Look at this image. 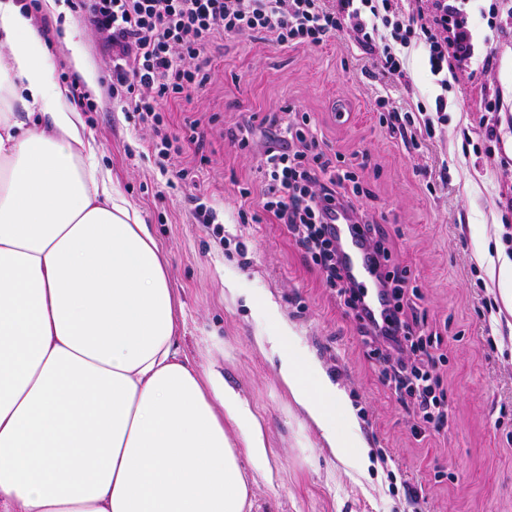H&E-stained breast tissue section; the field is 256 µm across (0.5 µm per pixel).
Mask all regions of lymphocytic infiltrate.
<instances>
[{"mask_svg": "<svg viewBox=\"0 0 512 512\" xmlns=\"http://www.w3.org/2000/svg\"><path fill=\"white\" fill-rule=\"evenodd\" d=\"M102 38L112 65L100 79L110 98L139 123L160 132L153 149L170 178L187 181L189 172L171 162L173 141L162 132L161 111L208 79L210 48L216 37L257 35L282 46L321 47L340 32L352 30L355 44L370 56L374 75L405 77L410 46L426 52L433 76L461 71L477 75L496 59L476 41L469 21L472 0H429L426 11H397L393 0H66ZM391 137L405 146L433 138L432 112L448 107L436 98L434 110L395 105L380 96ZM319 143L304 121L281 122L269 115L263 130L259 169L264 182L260 207L284 225L320 269L326 287L351 310L369 353L385 361L392 354L418 355L417 364L389 367L383 374L400 396H409L423 422L444 417L435 359L429 356L425 331L413 314L420 293L407 279L388 272L392 252L377 222L360 217L353 179L342 167H329L317 152ZM356 216L355 228L372 245L371 260L394 310L378 318L361 304L350 286V274L336 244L330 219L336 208Z\"/></svg>", "mask_w": 512, "mask_h": 512, "instance_id": "obj_1", "label": "lymphocytic infiltrate"}]
</instances>
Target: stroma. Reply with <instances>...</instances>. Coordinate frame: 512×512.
I'll use <instances>...</instances> for the list:
<instances>
[{
  "label": "stroma",
  "mask_w": 512,
  "mask_h": 512,
  "mask_svg": "<svg viewBox=\"0 0 512 512\" xmlns=\"http://www.w3.org/2000/svg\"><path fill=\"white\" fill-rule=\"evenodd\" d=\"M46 49L56 71L89 74L100 109L80 115L100 172L149 224L183 305L178 350L214 369L258 416L269 466L249 472L253 512H512V310L494 270L512 260V112L500 115V141L483 139L482 93L512 98V38L496 43L497 63L472 78L458 73L441 89L421 49L409 52L414 99L434 107L445 95L446 123L409 149L380 123L375 100L404 96L400 83L364 74L367 54L348 33L321 48L282 47L268 39L220 38L211 77L163 115L184 137L176 166L194 184L167 182L151 147L153 132L113 105L98 78L110 61L99 35L57 0ZM82 34L79 49L68 35ZM81 64H74V55ZM306 114L327 155L353 164L358 203L380 224L397 263L421 300L426 331L439 335L437 372L448 403L441 431L415 437L421 419L384 381L357 322L324 285L318 266L272 223L257 201L263 189L257 148L240 149L231 131L260 125L282 108ZM447 164V189H427L429 171ZM249 198H242V189ZM216 211L194 223L193 197ZM240 295H231L225 279ZM278 306L306 355L342 391L361 440L356 459L333 454L257 341L264 318L251 296ZM420 488L412 504L403 480Z\"/></svg>",
  "instance_id": "35a3bbf8"
}]
</instances>
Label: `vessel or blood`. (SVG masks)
I'll return each mask as SVG.
<instances>
[{
	"instance_id": "1",
	"label": "vessel or blood",
	"mask_w": 512,
	"mask_h": 512,
	"mask_svg": "<svg viewBox=\"0 0 512 512\" xmlns=\"http://www.w3.org/2000/svg\"><path fill=\"white\" fill-rule=\"evenodd\" d=\"M336 238L349 268L351 286L361 291L372 310L379 313L387 311L388 305L377 288L376 277L368 260L370 247L362 241L342 211L336 214Z\"/></svg>"
}]
</instances>
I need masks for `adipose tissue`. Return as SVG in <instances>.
<instances>
[{
	"label": "adipose tissue",
	"mask_w": 512,
	"mask_h": 512,
	"mask_svg": "<svg viewBox=\"0 0 512 512\" xmlns=\"http://www.w3.org/2000/svg\"><path fill=\"white\" fill-rule=\"evenodd\" d=\"M0 44V512H246L247 473L269 463L258 417L180 356L160 247L98 172L15 0ZM255 303L280 379L352 457L347 405L277 306Z\"/></svg>",
	"instance_id": "obj_1"
}]
</instances>
